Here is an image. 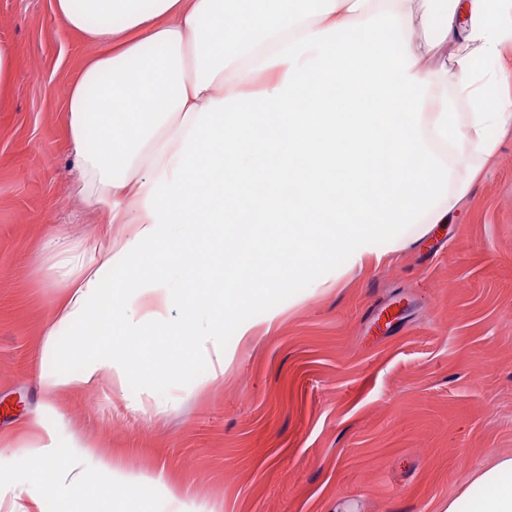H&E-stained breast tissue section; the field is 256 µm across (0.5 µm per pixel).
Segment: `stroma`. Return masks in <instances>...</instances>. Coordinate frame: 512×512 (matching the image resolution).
<instances>
[{
  "label": "stroma",
  "instance_id": "35a3bbf8",
  "mask_svg": "<svg viewBox=\"0 0 512 512\" xmlns=\"http://www.w3.org/2000/svg\"><path fill=\"white\" fill-rule=\"evenodd\" d=\"M15 55L0 108V450L42 420L65 454L94 444L123 471H160L157 512H441L493 455H512V129L449 223L404 245L332 257L330 288L298 277L241 307L224 375L197 358L176 382L47 395L42 346L59 252L93 253L124 225L77 187L66 84L100 48L50 0H0ZM248 334H241V327ZM26 512H69L66 482L17 475Z\"/></svg>",
  "mask_w": 512,
  "mask_h": 512
}]
</instances>
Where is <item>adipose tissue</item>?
<instances>
[{
	"label": "adipose tissue",
	"instance_id": "1",
	"mask_svg": "<svg viewBox=\"0 0 512 512\" xmlns=\"http://www.w3.org/2000/svg\"><path fill=\"white\" fill-rule=\"evenodd\" d=\"M309 2L52 0L102 47L69 81L64 110L88 201L109 200L110 222L131 230L96 255L60 256L47 393L125 382L156 366L161 344L223 376L226 314L297 276L320 279L336 253L360 263L374 237L397 244L405 225L448 223L495 157L512 127V77L486 70L512 42L504 0H425L423 47L408 0ZM448 46L445 85L426 54ZM31 428L24 455L0 451V512H14L21 470L66 481L72 512H104L89 461L150 501L154 477L121 474L89 446L59 456L56 432ZM472 482L483 493L469 512H512V456Z\"/></svg>",
	"mask_w": 512,
	"mask_h": 512
}]
</instances>
